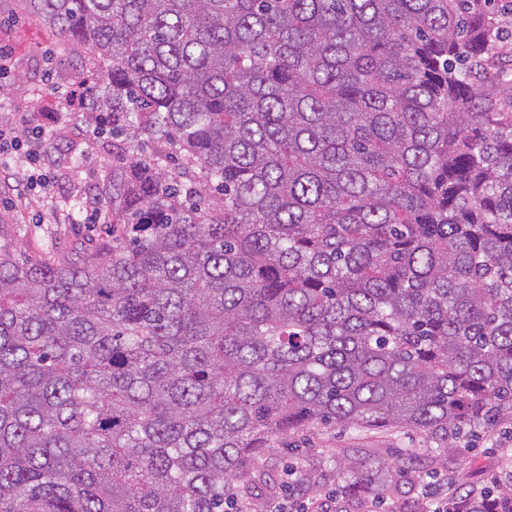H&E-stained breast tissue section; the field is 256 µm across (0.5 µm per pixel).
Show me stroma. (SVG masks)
Returning <instances> with one entry per match:
<instances>
[{
	"label": "stroma",
	"instance_id": "obj_1",
	"mask_svg": "<svg viewBox=\"0 0 512 512\" xmlns=\"http://www.w3.org/2000/svg\"><path fill=\"white\" fill-rule=\"evenodd\" d=\"M0 53L7 71L0 73V128L13 132L19 150L0 155V167L26 168L48 174L45 184L20 191L14 183L0 182V243L19 245L21 257L40 255L43 238L57 241L56 262L67 263L74 250H96L110 239L105 222L104 187L115 168L130 152L150 153L152 143L127 137L102 138L79 96L83 79L82 48H66L52 34L15 10V0H0ZM43 145L41 156H27L31 138ZM85 154L78 171L68 168L67 145ZM467 456H459V449ZM413 449L428 474L453 471L457 480L478 488H492L512 471V421L503 419L461 433L458 438L417 429L353 430L318 426L304 430L288 444H277L266 465L278 474L311 470L315 490L291 484L277 489L275 500L310 502L336 495L337 461L352 458L395 460L399 450Z\"/></svg>",
	"mask_w": 512,
	"mask_h": 512
}]
</instances>
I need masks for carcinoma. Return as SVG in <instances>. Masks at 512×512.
Listing matches in <instances>:
<instances>
[{
	"mask_svg": "<svg viewBox=\"0 0 512 512\" xmlns=\"http://www.w3.org/2000/svg\"><path fill=\"white\" fill-rule=\"evenodd\" d=\"M492 2L20 0L87 50L96 126L161 150L105 189L117 246L0 245V512H267L280 434L512 419ZM343 462L351 500L424 481L410 450Z\"/></svg>",
	"mask_w": 512,
	"mask_h": 512,
	"instance_id": "obj_1",
	"label": "carcinoma"
}]
</instances>
